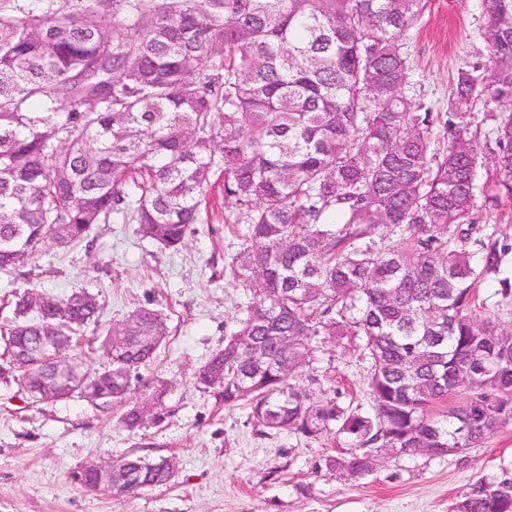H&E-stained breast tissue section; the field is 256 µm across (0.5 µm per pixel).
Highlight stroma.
<instances>
[{
    "label": "stroma",
    "instance_id": "35a3bbf8",
    "mask_svg": "<svg viewBox=\"0 0 512 512\" xmlns=\"http://www.w3.org/2000/svg\"><path fill=\"white\" fill-rule=\"evenodd\" d=\"M403 50L413 69L408 95L438 112L448 109L458 71L491 65L482 38V0H422ZM209 195L217 208L193 225L179 251L142 238L121 217L94 225L88 239L61 249L46 244L25 265L0 269V328L13 319L17 295L36 290L64 298L88 291L100 325L148 307L163 315L167 336L142 381H166L171 418L128 431L127 403L72 397L41 401L0 382V512H450L479 484L512 481V423L483 446L433 457L382 451L371 472L350 477L328 471L342 448L331 435H263L245 408H224L195 377L224 344L243 291L229 278L245 225L225 223L235 210L221 183ZM368 362L347 341L326 343L294 379L313 400L368 405ZM125 454L176 460L163 486L123 497L86 491L72 479L88 462Z\"/></svg>",
    "mask_w": 512,
    "mask_h": 512
}]
</instances>
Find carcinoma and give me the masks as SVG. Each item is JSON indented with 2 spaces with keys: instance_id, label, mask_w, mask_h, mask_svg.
<instances>
[{
  "instance_id": "obj_1",
  "label": "carcinoma",
  "mask_w": 512,
  "mask_h": 512,
  "mask_svg": "<svg viewBox=\"0 0 512 512\" xmlns=\"http://www.w3.org/2000/svg\"><path fill=\"white\" fill-rule=\"evenodd\" d=\"M483 12L491 68L461 70L453 107L434 112L404 95L419 0H3L0 268L76 246L114 214L178 250L219 171L248 225L230 274L250 296L196 383L263 433L350 439L325 466L354 477L383 448L481 446L512 421V329L479 299L497 275L512 296L509 246L473 237L478 197L512 201V0ZM476 96L507 104L485 113L482 143ZM487 157L497 180L482 183ZM14 311L18 385L41 400L90 387L123 400L167 335L150 308L103 328L112 382L85 371L66 391L30 353L98 324L95 299L27 292ZM346 336L370 361L368 414L290 383ZM143 388L151 411L123 414L131 432L170 416L168 383ZM174 471L125 455L112 482L133 493ZM452 512H512V484L480 485Z\"/></svg>"
}]
</instances>
